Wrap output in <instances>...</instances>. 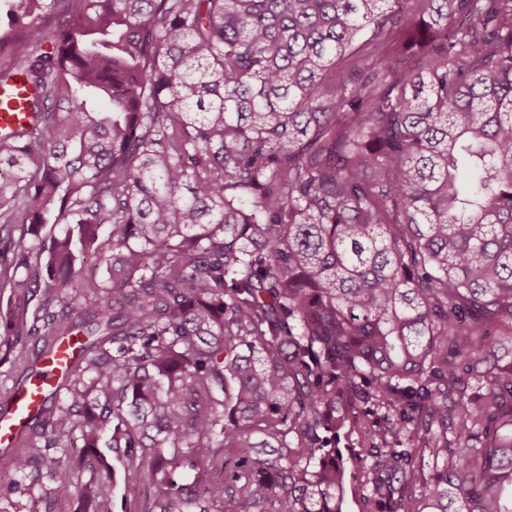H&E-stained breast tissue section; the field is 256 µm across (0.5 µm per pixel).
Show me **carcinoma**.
<instances>
[{"label":"carcinoma","mask_w":512,"mask_h":512,"mask_svg":"<svg viewBox=\"0 0 512 512\" xmlns=\"http://www.w3.org/2000/svg\"><path fill=\"white\" fill-rule=\"evenodd\" d=\"M60 2L0 0V365L82 347L0 473L113 512L108 433L139 512H512V0ZM34 93V86L23 75L7 86H0V132L14 131L18 127L29 128L33 124L35 116L27 111V102ZM5 101L8 110L4 108Z\"/></svg>","instance_id":"carcinoma-1"}]
</instances>
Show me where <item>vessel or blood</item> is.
Wrapping results in <instances>:
<instances>
[{"label": "vessel or blood", "instance_id": "vessel-or-blood-1", "mask_svg": "<svg viewBox=\"0 0 512 512\" xmlns=\"http://www.w3.org/2000/svg\"><path fill=\"white\" fill-rule=\"evenodd\" d=\"M34 93V86L23 76L0 86V132L33 124L35 116L28 112L27 102ZM78 353V338L61 340L52 359L38 363L25 380L14 384L7 397L0 400V448L14 447L21 436L35 427Z\"/></svg>", "mask_w": 512, "mask_h": 512}]
</instances>
